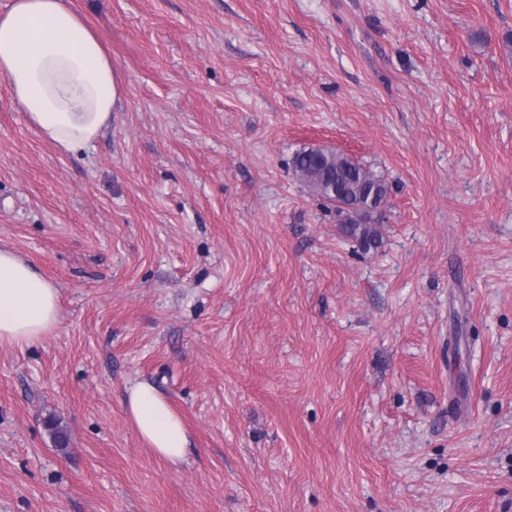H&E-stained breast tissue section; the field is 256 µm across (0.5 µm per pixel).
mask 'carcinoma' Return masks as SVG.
<instances>
[{
    "mask_svg": "<svg viewBox=\"0 0 512 512\" xmlns=\"http://www.w3.org/2000/svg\"><path fill=\"white\" fill-rule=\"evenodd\" d=\"M292 166L296 176L341 218L340 202H369L384 207L389 186L386 179L361 162L351 166L347 158L330 149L302 150L295 154ZM347 236L368 250L379 245V234L369 223L346 224Z\"/></svg>",
    "mask_w": 512,
    "mask_h": 512,
    "instance_id": "cac0c4a2",
    "label": "carcinoma"
}]
</instances>
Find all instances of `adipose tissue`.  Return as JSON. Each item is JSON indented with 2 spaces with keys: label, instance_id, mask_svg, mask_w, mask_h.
I'll list each match as a JSON object with an SVG mask.
<instances>
[{
  "label": "adipose tissue",
  "instance_id": "ef3b65f1",
  "mask_svg": "<svg viewBox=\"0 0 512 512\" xmlns=\"http://www.w3.org/2000/svg\"><path fill=\"white\" fill-rule=\"evenodd\" d=\"M0 76L42 139L68 153L88 148L125 96L123 76L71 0H13L0 12ZM59 321L57 288L0 248V344L31 346ZM127 409L156 456L184 459L187 431L154 386L131 385Z\"/></svg>",
  "mask_w": 512,
  "mask_h": 512
}]
</instances>
